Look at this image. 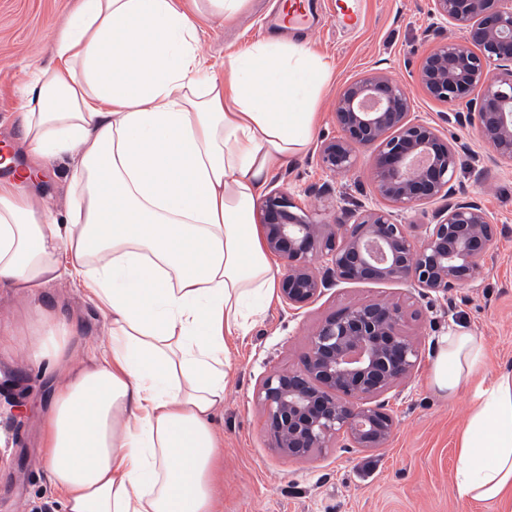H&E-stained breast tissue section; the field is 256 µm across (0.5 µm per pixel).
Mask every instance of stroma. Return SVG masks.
<instances>
[{
  "instance_id": "stroma-1",
  "label": "stroma",
  "mask_w": 512,
  "mask_h": 512,
  "mask_svg": "<svg viewBox=\"0 0 512 512\" xmlns=\"http://www.w3.org/2000/svg\"><path fill=\"white\" fill-rule=\"evenodd\" d=\"M278 0H245L230 19L198 17L197 52L223 64L271 37L305 44L332 67L318 107L312 140L267 182L295 195L316 219L337 207L380 206L362 171L335 174L318 158L322 142L336 139V97L343 85L378 68L402 83L420 119L459 140L456 190L481 204L501 232L483 262L479 280L453 289L447 299L427 297L403 283L341 282L309 307L291 311L273 297L263 317L245 335L229 342V378L224 407L214 427L224 439L216 480L214 512H501L493 502L459 500L455 487L457 443L477 402L479 386L512 370V163L495 158L473 126L456 122L461 103L428 98L418 80L424 54L448 38V27L431 13L429 0H364L363 20L354 30L336 19L333 0H315L310 27H266ZM78 0H0V146L20 156V112L25 90L38 67L49 60L51 44ZM70 167L60 161L38 187L59 213L71 210ZM44 309L74 327L73 358L82 362L106 344L104 322L81 286L62 278L38 289ZM375 298L413 312L407 325L420 342L421 363L409 383L387 396L397 427L377 450L329 448L306 459L280 455L267 432L257 399L259 383L276 370L299 367L308 336L327 316ZM36 317L26 296L0 288V328L13 332L0 344V512H63L43 459L42 415L50 402L53 371H36L25 350ZM461 327L480 337L487 351L483 371L447 398L429 383L439 342Z\"/></svg>"
}]
</instances>
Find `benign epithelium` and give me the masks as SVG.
<instances>
[{
  "mask_svg": "<svg viewBox=\"0 0 512 512\" xmlns=\"http://www.w3.org/2000/svg\"><path fill=\"white\" fill-rule=\"evenodd\" d=\"M432 14L462 33L429 50L418 81L433 100L474 105L481 139L512 162V0H430ZM339 138L320 147L330 171L366 173L386 208L317 221L285 190L260 203L267 250L283 261L282 300L293 310L343 281L408 284L422 295H448L475 282L498 226L474 201L456 197L457 142L414 116L404 86L371 70L336 97ZM441 206L421 236L393 210ZM407 310L375 299L326 318L310 334L302 365L266 376L257 392L278 451L303 459L342 440L344 448H383L396 421L379 397L407 384L420 365L406 333Z\"/></svg>",
  "mask_w": 512,
  "mask_h": 512,
  "instance_id": "7a95c632",
  "label": "benign epithelium"
}]
</instances>
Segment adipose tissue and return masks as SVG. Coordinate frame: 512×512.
Returning <instances> with one entry per match:
<instances>
[{"mask_svg": "<svg viewBox=\"0 0 512 512\" xmlns=\"http://www.w3.org/2000/svg\"><path fill=\"white\" fill-rule=\"evenodd\" d=\"M244 0H80L28 85V164L0 180V286L34 297L70 277L106 328L94 363L39 310L32 367L59 376L43 416L46 467L65 512H213L228 341L271 301L279 268L253 204L303 151L329 64L270 39L223 70L195 49L201 12ZM67 159L75 211L30 191ZM486 348L449 330L431 385L455 396ZM460 498L512 512V372L479 392L460 438Z\"/></svg>", "mask_w": 512, "mask_h": 512, "instance_id": "1", "label": "adipose tissue"}]
</instances>
